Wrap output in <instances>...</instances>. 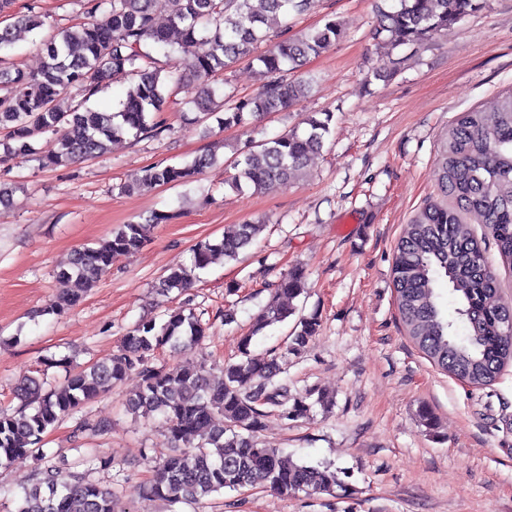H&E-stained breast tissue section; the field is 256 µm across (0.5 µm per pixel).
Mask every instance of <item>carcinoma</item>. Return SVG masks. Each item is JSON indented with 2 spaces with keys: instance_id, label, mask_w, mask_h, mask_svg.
Listing matches in <instances>:
<instances>
[{
  "instance_id": "1",
  "label": "carcinoma",
  "mask_w": 512,
  "mask_h": 512,
  "mask_svg": "<svg viewBox=\"0 0 512 512\" xmlns=\"http://www.w3.org/2000/svg\"><path fill=\"white\" fill-rule=\"evenodd\" d=\"M167 0H109L110 9L92 23H78L41 43L42 66L34 71L0 69V129L7 131L0 162L31 155L30 139L47 131L53 145L38 157L45 168L85 161L103 155L109 143L127 132L145 135L166 127L161 114L184 86L198 89L192 99L195 121L212 117L224 128L246 126L263 116L288 109L306 93V84L288 74L330 46L342 33L334 19L300 36L283 34L261 51L263 28L280 16L307 10L312 0H178L179 8L162 26L156 16ZM382 13L375 37L394 46L412 45L448 30L475 12L479 0H397ZM9 25L0 27V51L44 25L36 5ZM185 56L182 69L163 66L154 50L172 45V35ZM257 61L264 84L250 97L232 93L219 99L209 80L231 64ZM125 76V98L112 112L86 106L114 77ZM78 91L82 101L64 105L65 95ZM332 113L307 119L308 129L295 130L251 143L231 161V186L242 192L285 186L320 151L330 133ZM216 161L203 154L181 166H154L132 184L134 188L189 181ZM441 190L453 205L428 203L407 225L393 258L392 275L397 308L407 334L437 367L474 387L496 380L512 362V313L494 302L497 279L489 271L485 249L463 214L481 217L499 254L512 260V95L490 111L460 113L448 130L438 160ZM173 215L155 213L146 224H125L97 248L73 251L59 276L78 288L53 300L42 311L59 314L76 306L87 289L107 273L120 255L137 252L156 224ZM261 224H237L214 242L199 244L190 265L163 278L166 292L192 287L197 271L213 260H234L252 246ZM448 279L457 318L469 333L456 339L455 322L445 316L437 277ZM303 270L283 274L274 295L258 317L254 332L295 313L293 300L305 287ZM320 328L319 318H303L286 350L300 352ZM206 328L193 313L175 309L158 325L143 321L124 336L108 363L94 364L70 374L56 386L46 377L27 375L13 389L15 411H0V466L40 451L44 434L61 420L112 390L127 373L140 377L126 409L145 418L163 417L175 448L151 467L144 487L147 497L171 504L198 503L224 490L269 489L282 495L299 492L331 493L336 471L329 465L298 463L256 438L265 424L266 406L282 416L307 411L301 401L288 406V385L274 381L277 360L248 358L224 366L215 382L200 366L167 371L151 364L150 353L169 347L192 349L203 341ZM112 492L75 473L48 466L17 500L15 512H112Z\"/></svg>"
}]
</instances>
